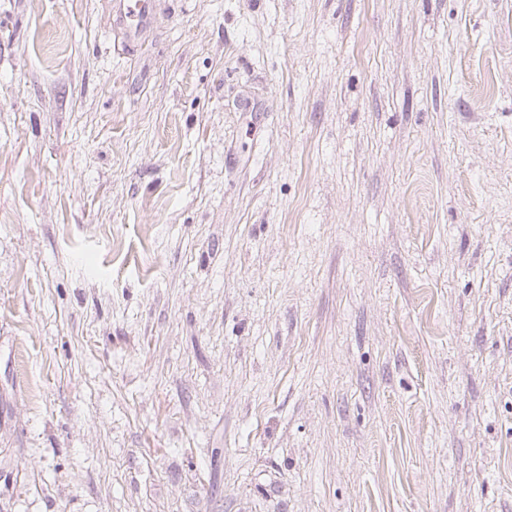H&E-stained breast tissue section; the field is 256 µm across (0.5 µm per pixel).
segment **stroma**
Returning <instances> with one entry per match:
<instances>
[{"label": "stroma", "mask_w": 512, "mask_h": 512, "mask_svg": "<svg viewBox=\"0 0 512 512\" xmlns=\"http://www.w3.org/2000/svg\"><path fill=\"white\" fill-rule=\"evenodd\" d=\"M0 0V512H512V0ZM153 0H114L112 23L123 35L127 47L134 46L150 30Z\"/></svg>", "instance_id": "1"}]
</instances>
